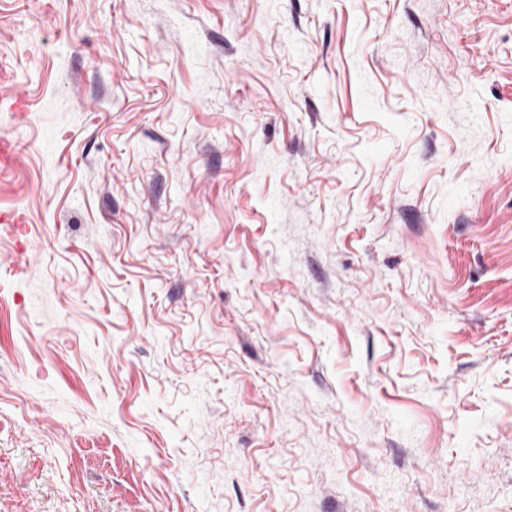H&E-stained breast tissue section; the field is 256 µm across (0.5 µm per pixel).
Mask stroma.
<instances>
[{"mask_svg":"<svg viewBox=\"0 0 512 512\" xmlns=\"http://www.w3.org/2000/svg\"><path fill=\"white\" fill-rule=\"evenodd\" d=\"M0 512H512V0H0Z\"/></svg>","mask_w":512,"mask_h":512,"instance_id":"obj_1","label":"stroma"}]
</instances>
